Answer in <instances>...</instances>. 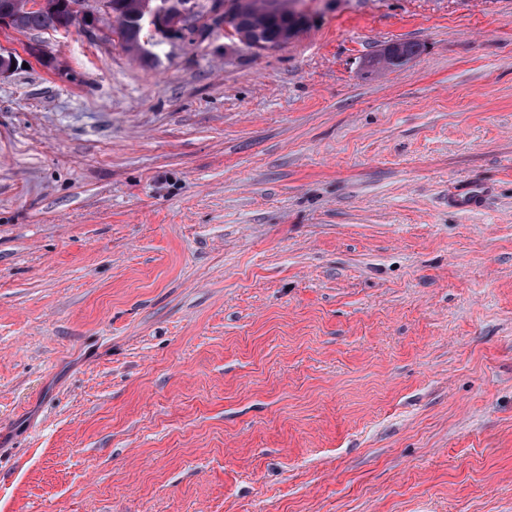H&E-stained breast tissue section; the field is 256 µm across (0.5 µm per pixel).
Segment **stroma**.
<instances>
[{
    "instance_id": "stroma-1",
    "label": "stroma",
    "mask_w": 512,
    "mask_h": 512,
    "mask_svg": "<svg viewBox=\"0 0 512 512\" xmlns=\"http://www.w3.org/2000/svg\"><path fill=\"white\" fill-rule=\"evenodd\" d=\"M303 10L0 37V512H512V0ZM238 10L232 37L249 47L261 50L283 45L294 37L305 23L296 9L300 0H222ZM257 48H254L258 50Z\"/></svg>"
}]
</instances>
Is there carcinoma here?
<instances>
[{"label":"carcinoma","mask_w":512,"mask_h":512,"mask_svg":"<svg viewBox=\"0 0 512 512\" xmlns=\"http://www.w3.org/2000/svg\"><path fill=\"white\" fill-rule=\"evenodd\" d=\"M29 0H0V18L13 21V26L27 30H68L73 18L87 0H49V5L29 7ZM98 11L115 19V33L138 53L144 51V39H167V26L178 20L177 36L205 37L212 31L207 16L214 11L216 0H97ZM237 9V24L232 37L249 47L261 50L283 45L294 37L305 23L296 9L299 0H228ZM154 15L158 27L152 31L141 20ZM389 63H399L417 52L414 45L396 43L388 46Z\"/></svg>","instance_id":"cac0c4a2"}]
</instances>
